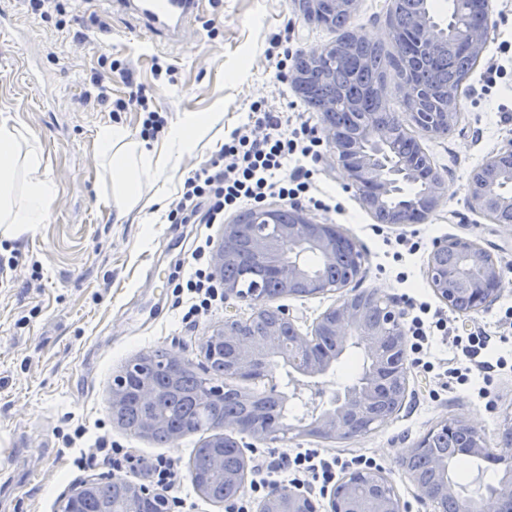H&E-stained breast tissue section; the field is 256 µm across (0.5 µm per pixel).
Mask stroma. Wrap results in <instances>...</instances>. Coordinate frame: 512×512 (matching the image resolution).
Returning a JSON list of instances; mask_svg holds the SVG:
<instances>
[{
    "mask_svg": "<svg viewBox=\"0 0 512 512\" xmlns=\"http://www.w3.org/2000/svg\"><path fill=\"white\" fill-rule=\"evenodd\" d=\"M66 27L57 15H31L17 0H0L7 17L0 32V116H12L40 148L41 176L56 184L43 224L16 241L0 242V512H60L64 496L90 477H112L153 486L151 462L170 460L174 487L162 492L172 512H225L192 484L189 469L199 437L192 434L158 445L112 421L109 391L114 377L143 354L163 349L205 365L200 343L224 325V305L183 323L191 253L202 241L218 248L223 224L140 223L136 214L118 217L108 201L109 182L101 166L97 133L119 125L139 136L135 109L113 113L90 96L92 73L113 59L128 62L135 80L155 96L177 124L202 113L219 122L163 177L168 207H175L185 178L215 159L225 137L247 119L251 103L262 101L287 113L292 124L321 122L278 76L267 51L275 36H287L293 55L329 44L336 32L307 21L291 0H200L197 19L184 42L150 44L138 36V22L114 0H63ZM391 0H358L350 26L361 38L390 44ZM495 24L483 54L462 86L460 115L450 134L414 136L441 170L446 192L436 214L424 224L397 227L376 223L337 168L330 145H322L313 179L334 204L312 210L324 224H338L363 254L364 288L400 302L408 315L428 303L448 326L486 330L496 336L495 356L503 369L491 381L471 375L466 384L448 378L457 350L435 330L429 356L434 368L413 366L408 399L399 414L365 436L322 441L290 432L265 443L242 435L247 478L266 481L273 471L259 460L298 448L336 458L337 473L353 457L383 467L411 505L429 512L398 460L444 418L477 424L487 438L512 424V224H496L466 202L470 174L512 140V0H493ZM172 65L168 79H155L154 63ZM416 242L415 251L396 245V236ZM445 237L467 238L502 265L504 289L485 311L465 318L437 298L426 277L427 256ZM364 354L347 350L320 377L326 395L355 382ZM105 442L125 460L82 464L79 448Z\"/></svg>",
    "mask_w": 512,
    "mask_h": 512,
    "instance_id": "obj_1",
    "label": "stroma"
}]
</instances>
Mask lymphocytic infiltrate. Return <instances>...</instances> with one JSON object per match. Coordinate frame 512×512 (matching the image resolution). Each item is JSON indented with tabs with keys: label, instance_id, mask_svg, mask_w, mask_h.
Segmentation results:
<instances>
[{
	"label": "lymphocytic infiltrate",
	"instance_id": "f902f5d3",
	"mask_svg": "<svg viewBox=\"0 0 512 512\" xmlns=\"http://www.w3.org/2000/svg\"><path fill=\"white\" fill-rule=\"evenodd\" d=\"M113 75L129 84L127 97L109 99L107 83ZM92 83L99 90L100 102L108 104L111 111L123 112L133 106L142 112V136L155 138L165 132L168 121L162 108L141 85L134 83L132 72L123 61L113 60L108 74L95 75ZM249 112L248 123L235 128L225 139L218 160L185 179L181 197L169 213L170 221L184 223L200 212L205 223L220 224L225 211L242 205L256 206L274 197L287 203L304 197L314 208L322 207V200L311 193L312 172L307 167L308 162L319 158V139L306 124L290 125L263 103H252ZM204 254L201 246L191 254L196 267L186 288L194 296L188 310L192 317L210 310L218 297L214 275L202 262ZM452 343L460 348L462 357L450 368V375L463 382L474 372L490 378L494 365L481 357L482 351L494 343L488 332L457 335Z\"/></svg>",
	"mask_w": 512,
	"mask_h": 512
}]
</instances>
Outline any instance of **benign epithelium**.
<instances>
[{"instance_id":"7a95c632","label":"benign epithelium","mask_w":512,"mask_h":512,"mask_svg":"<svg viewBox=\"0 0 512 512\" xmlns=\"http://www.w3.org/2000/svg\"><path fill=\"white\" fill-rule=\"evenodd\" d=\"M472 7L483 13L487 25L479 31L460 30L450 33L439 31L428 17L417 18L422 42L430 49L440 48L446 36L464 46L475 56L482 55L492 28L491 0H470ZM296 9L307 17L322 12L324 6L352 16L357 0H293ZM461 90L448 92V111L421 112V93L412 83L404 85V104L410 110L415 125L431 137L443 136L442 129L453 125L458 118ZM326 140L333 146L336 165L357 189L365 178L376 182L375 194L363 199L369 212L386 205L393 194H398L399 210L412 212L417 216L415 223L423 224L439 208L444 196L445 179L433 162H427L431 169L430 181L421 192H404V185L413 182L410 177L413 161L398 154L388 135L372 124L358 137L347 139L321 122ZM512 183V140L497 151L485 164L475 169L468 180L467 202L473 211L492 216L491 205L512 208V194L498 192L500 183ZM294 219L286 224L276 220L277 207H262L254 210V223L224 225V237L213 254L212 264L217 276H222L224 265L235 260L243 249L253 254L254 260L263 271L283 285L282 295H295L294 288L308 283L310 296L324 295L336 291V304L325 310L313 324L310 332H295L293 339L284 342L272 330L264 337L252 336L247 332V322L230 313L224 316V342L226 351L225 372L240 376L255 370L272 372L280 363H285L299 378L293 397L306 399L311 403L323 395L318 378L325 375L332 360L324 356L319 348V337H336V350L344 353L356 346L367 357V371L360 384L348 387L332 399L333 407L312 414L311 419L294 427L300 435L328 440H351L370 432L374 426L396 415L405 403L409 388L411 366L406 361L407 329L405 309L398 302L375 289L346 290L341 284L331 287L314 276L303 256L316 254L323 262L336 261V254L355 246V240L342 232L336 224H322L313 219L302 207L290 206ZM460 239L444 238L437 241L428 254L426 274L436 296L451 304L454 293L461 287L472 294L469 308L459 311L462 316H471L487 309L497 300L503 290V267L482 247L477 252H465L457 263L450 267L441 262L448 248ZM253 317L257 318L270 308L277 310L279 319L295 326L294 316L286 308L276 304V299H251ZM154 360L147 354L139 356L126 367L129 372L140 374V386L136 391L138 399L151 404L157 397L155 389L146 381L148 369ZM188 360L169 353L163 366L171 380H176L180 369ZM396 388L395 403L388 413L375 411L376 405L385 394L386 383ZM128 399L124 379L113 380L109 402L112 409L120 408ZM465 427L474 433L472 443L458 449V454L471 457L491 447L485 433L473 422L446 418L427 435L419 439L415 447L427 446L428 437L440 430ZM288 428H276L266 420L264 409L257 406L246 417L224 418V433L215 437L212 452L203 462V467L212 474L224 477L233 494L224 498L231 501L245 491L247 465L239 472L224 474V453L221 448L236 441L235 435L248 434L262 441H276L279 435L287 434ZM430 466L443 474L442 481L430 486L417 475L410 479L417 490L419 501L434 508L452 498L460 505L459 512H472L471 499L461 495L455 482L448 478V459L434 456ZM103 479L91 478L75 489L68 499L81 500L94 494ZM114 491L112 512H129V506L142 501H159L167 505L166 499L151 488L122 478L110 480ZM478 512H512V464L501 468L498 484L478 496ZM407 512L408 505L402 501L385 469L381 467H357L345 472L335 484L324 489L320 503L302 487L281 485L269 486L257 502L256 512Z\"/></svg>"}]
</instances>
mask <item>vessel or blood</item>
<instances>
[{"label": "vessel or blood", "mask_w": 512, "mask_h": 512, "mask_svg": "<svg viewBox=\"0 0 512 512\" xmlns=\"http://www.w3.org/2000/svg\"><path fill=\"white\" fill-rule=\"evenodd\" d=\"M125 10L140 16L146 34L178 41L195 19L199 0H120Z\"/></svg>", "instance_id": "1"}]
</instances>
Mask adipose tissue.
<instances>
[{
  "instance_id": "1",
  "label": "adipose tissue",
  "mask_w": 512,
  "mask_h": 512,
  "mask_svg": "<svg viewBox=\"0 0 512 512\" xmlns=\"http://www.w3.org/2000/svg\"><path fill=\"white\" fill-rule=\"evenodd\" d=\"M213 124L197 116L177 124L159 143L134 138L118 125L102 129L99 148L110 174V198L118 214L137 213L141 223L157 220L158 197L146 196V179L164 174L172 158L181 156ZM43 163L34 144L28 143L12 118H0V239L16 240L43 223L55 193L53 182L34 178Z\"/></svg>"
}]
</instances>
